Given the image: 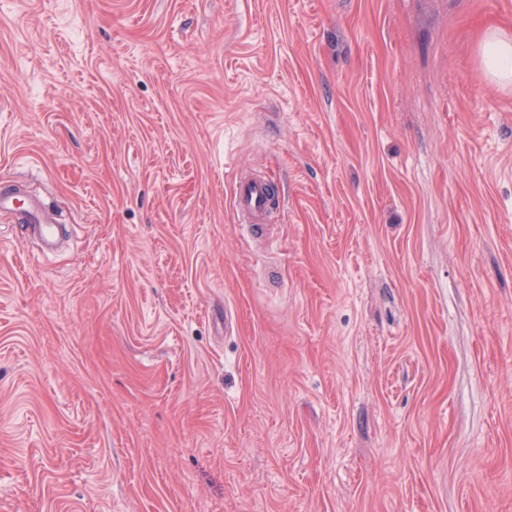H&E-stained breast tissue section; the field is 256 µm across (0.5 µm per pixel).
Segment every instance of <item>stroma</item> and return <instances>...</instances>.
I'll use <instances>...</instances> for the list:
<instances>
[{
  "label": "stroma",
  "mask_w": 512,
  "mask_h": 512,
  "mask_svg": "<svg viewBox=\"0 0 512 512\" xmlns=\"http://www.w3.org/2000/svg\"><path fill=\"white\" fill-rule=\"evenodd\" d=\"M512 0H0V512H512ZM280 188L254 244L237 175ZM482 68L491 83L500 88L512 86V35L504 30L490 29L480 40ZM28 199L30 206L26 213L29 224L38 226L44 233H49L53 228V224L57 223L56 220L50 213L46 212L42 202L36 195L29 193Z\"/></svg>",
  "instance_id": "stroma-1"
}]
</instances>
